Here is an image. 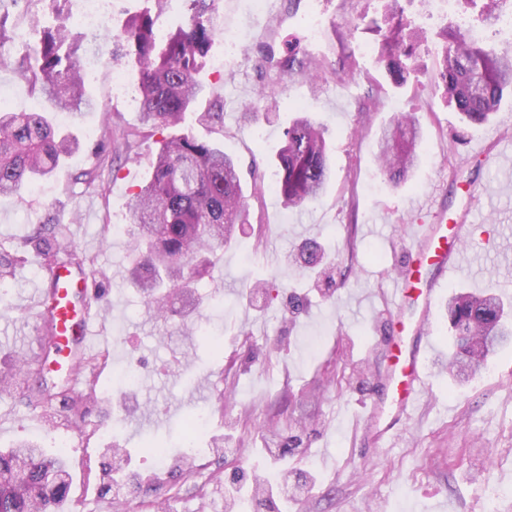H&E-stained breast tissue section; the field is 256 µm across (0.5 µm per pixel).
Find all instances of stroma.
I'll list each match as a JSON object with an SVG mask.
<instances>
[{
  "label": "stroma",
  "instance_id": "stroma-1",
  "mask_svg": "<svg viewBox=\"0 0 512 512\" xmlns=\"http://www.w3.org/2000/svg\"><path fill=\"white\" fill-rule=\"evenodd\" d=\"M1 1L11 31L74 25L69 0ZM400 3L430 33L465 22L477 27L478 38L512 50L496 28L480 24L478 6L449 13L427 0ZM384 5L282 0L280 12L255 15L246 0H217L216 29L240 30L243 50L224 56L223 38L215 39L210 54L223 56L224 70L201 71L207 96L188 123L198 138L220 141L236 158L249 217L212 253L191 321L178 302L169 319L157 318L126 280L135 230L130 203L158 145L147 138L137 159L98 167L110 148L107 126L140 123L138 107L113 95L108 77L86 84L94 109L61 120L79 139V152L41 180V193L0 196V252H12L37 225H61L94 257L89 274L103 291L94 305L97 349L109 358L93 370L103 392L82 426L28 407L16 393L0 395V450L28 440L65 452L71 512H157L161 501L167 512H221L225 477L237 466L251 478L270 477L273 452L288 477L309 468L316 473L315 485L289 499L288 512H435L443 501L448 512H485L495 492L504 496L500 512H512V347L474 379H454L446 370L452 332L445 305L430 320L433 348L421 406L383 446L351 428L387 364L375 319L386 307L396 256L408 227L431 221L416 201L437 200L453 216L468 205L467 185H479L471 241L443 292L490 289L512 301V184L504 165L488 166L471 153L476 145L490 150L497 138L512 139V96L489 123L463 121L433 91L435 43L422 49L415 77L394 85L369 28ZM313 12L321 20L314 40L301 23ZM296 36L303 51L321 60L322 77L285 79L275 96L260 98L259 44L280 52ZM26 52L18 39L0 43V86L9 89L12 110H50L13 67ZM344 54L357 64L350 78L336 72ZM214 97L224 102L223 125L198 123ZM254 108L260 118L251 117ZM303 112L326 128L333 177L319 200L288 209L267 185L282 133ZM408 113L423 130V159L395 187L383 174L376 139ZM92 167L97 182L80 180ZM309 239L334 264L333 280L288 265L289 252ZM47 285L33 250L0 279V374L15 373L20 357L37 354L43 316L33 298ZM205 332L220 338V352L202 340ZM198 406L211 415L188 456L179 443ZM150 437L167 442L164 463L143 453ZM228 445L233 453H225Z\"/></svg>",
  "mask_w": 512,
  "mask_h": 512
}]
</instances>
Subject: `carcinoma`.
<instances>
[{
    "label": "carcinoma",
    "mask_w": 512,
    "mask_h": 512,
    "mask_svg": "<svg viewBox=\"0 0 512 512\" xmlns=\"http://www.w3.org/2000/svg\"><path fill=\"white\" fill-rule=\"evenodd\" d=\"M215 2L184 0L185 21L164 38L157 35L156 16L167 0H153L154 8L130 16L118 33L108 28L96 35L65 27L45 30L16 70L55 110L77 116L91 107L78 68L82 42L119 43L123 56L138 64L142 126L155 131L176 127L202 92L196 75L204 68L216 36ZM373 25L381 37L379 58L392 83L401 86L416 71L426 31L404 18L398 0H387L384 15ZM441 37L445 46L435 86L449 107L480 125L498 111L504 92L512 90V56L458 29H446ZM259 53L269 64L266 96L274 94L285 77L309 75L319 66L294 45L279 55L263 45ZM223 112L224 106L214 101L198 121L220 123ZM145 138L147 134L137 128L115 130V154L138 158ZM377 146L389 183L405 182L422 158L419 121L412 115L404 117L393 129L381 132ZM79 149L78 138L58 129L51 113L0 108V195L16 194L24 185L48 176ZM276 167V193L284 206L296 208L319 199L332 175L325 128L309 116L295 118L284 130ZM151 168V177L139 186L131 203V221L138 225V233L126 277L147 305L165 317L175 298L187 307L193 305L191 284L209 274L212 245L226 242L235 225L246 223L248 213L238 164L217 142L200 140L190 132L164 137ZM28 245L45 256L51 273L60 264L80 270L93 265L56 224L40 225L23 238L21 246ZM320 257L321 245L309 239L298 253L288 256V262L314 268ZM447 311L454 343L448 368H464L474 378L488 366V337L512 334L504 301L492 292L453 293ZM23 399L42 408L60 403L74 422L85 414L84 396L41 382L24 392ZM67 476L62 451L48 455L24 442L0 452V512H64Z\"/></svg>",
    "instance_id": "1"
}]
</instances>
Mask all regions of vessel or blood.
<instances>
[{
	"instance_id": "obj_1",
	"label": "vessel or blood",
	"mask_w": 512,
	"mask_h": 512,
	"mask_svg": "<svg viewBox=\"0 0 512 512\" xmlns=\"http://www.w3.org/2000/svg\"><path fill=\"white\" fill-rule=\"evenodd\" d=\"M464 220L448 223L444 210L430 224L417 225L409 238L392 290L387 331L394 346L387 374L375 385L372 413L382 418L378 439L392 438L402 417L417 406L426 390L424 363L432 345L428 323L439 303L441 286L459 269L468 241ZM46 316L54 324V363L68 369L74 353L87 351L97 334L93 310L95 286L70 269L55 272Z\"/></svg>"
}]
</instances>
